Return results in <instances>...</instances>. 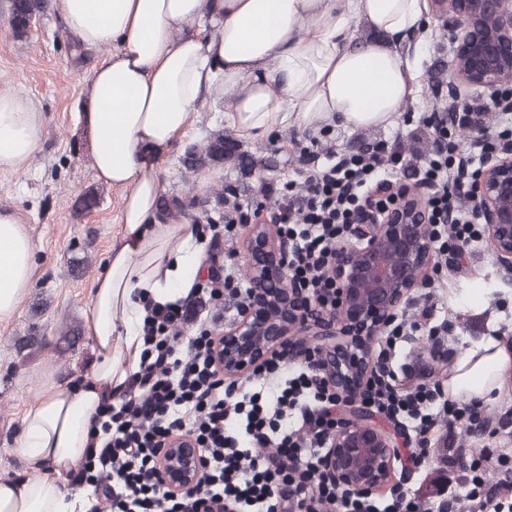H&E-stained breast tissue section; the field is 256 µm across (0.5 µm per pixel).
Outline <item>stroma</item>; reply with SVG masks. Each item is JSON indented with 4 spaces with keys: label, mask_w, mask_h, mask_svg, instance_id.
Listing matches in <instances>:
<instances>
[{
    "label": "stroma",
    "mask_w": 512,
    "mask_h": 512,
    "mask_svg": "<svg viewBox=\"0 0 512 512\" xmlns=\"http://www.w3.org/2000/svg\"><path fill=\"white\" fill-rule=\"evenodd\" d=\"M10 0H0V92L27 97L40 112L44 135L26 166L0 170V211H9L25 226L33 243L30 286L15 314L0 322V480L28 479L32 472L16 446L24 413L53 385L84 377L95 360L85 333L90 299L115 237L121 231L119 189L98 182L92 166V142L82 126L85 86L106 55L105 50L72 46L62 16L47 9L37 17L27 38L14 39L9 25ZM408 57L414 65L412 98L385 126L352 129L335 126L337 151L350 152L386 140L400 145L404 160L430 147L428 130L419 122L433 104L448 100V69L453 53L446 31L437 24L412 38ZM217 95H203L195 104V124L177 138L162 161V196L178 201V222L208 233L214 216V192L235 191L243 204L257 208L266 200L263 187L297 179L305 167L300 145L307 132L295 123L269 133L246 137L232 127L217 107ZM234 144L236 154L192 171L182 159L189 146L215 136ZM98 195L93 211L79 201L86 192ZM249 225L235 237L205 243L204 265H229L240 287H247L250 267L246 251ZM462 270L436 289L434 317L448 324L447 359L434 357L426 333L410 336L402 355L407 372L427 368L432 378L446 381L458 357L484 338H499L512 347V288L503 287L488 238L469 245ZM485 288L484 309L474 312L469 288ZM492 434L472 436L440 427L424 469L409 467V448L395 466L394 485L417 494L426 512H444L448 495L466 492L470 453L483 448L512 449V373L491 402L483 406Z\"/></svg>",
    "instance_id": "1"
}]
</instances>
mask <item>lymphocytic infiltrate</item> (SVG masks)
<instances>
[{
	"label": "lymphocytic infiltrate",
	"mask_w": 512,
	"mask_h": 512,
	"mask_svg": "<svg viewBox=\"0 0 512 512\" xmlns=\"http://www.w3.org/2000/svg\"><path fill=\"white\" fill-rule=\"evenodd\" d=\"M502 130L484 135L491 107L475 98L449 102L451 120L431 109L422 124L432 135L430 151L418 157V186L427 188L428 222L438 255L462 254L479 237L474 212L461 208L472 175L500 141L512 138V86L501 92ZM480 131L470 151L459 149L453 128ZM400 154L387 141L352 154L329 150L322 162L302 170L299 182L274 191L279 233L288 239V280L302 317L335 313L336 247L354 225L383 214L395 202L394 175ZM192 308L148 307L142 326L139 369L119 404L107 405L103 435L92 444L72 482L96 484L111 512H424L420 499L395 491L384 500L358 497L331 480L322 449L336 428V407L345 398L322 370L316 347L281 345L246 378V387H226L212 360L208 327L183 338L180 323ZM427 329L441 354L442 327L400 320L389 330L358 390L365 405L413 433L414 465L428 458L438 424L482 434L488 422L476 402L447 398L440 382L400 384L393 357L411 332ZM188 435L202 450L203 488L179 496L160 484L161 452L171 437ZM275 445L276 453L263 449ZM512 465V450L486 448L472 457L466 512H512V483L487 490L488 475Z\"/></svg>",
	"instance_id": "f902f5d3"
}]
</instances>
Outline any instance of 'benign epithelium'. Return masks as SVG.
Wrapping results in <instances>:
<instances>
[{
    "mask_svg": "<svg viewBox=\"0 0 512 512\" xmlns=\"http://www.w3.org/2000/svg\"><path fill=\"white\" fill-rule=\"evenodd\" d=\"M430 15L451 33L453 58L448 93L460 88L498 95L512 70V0H428ZM478 220L497 256L502 283L512 287V144L484 161L472 187ZM423 205L399 201L371 224H359L354 242L336 256V315L303 320L288 283V240L272 232V217L259 216L247 243L249 288L238 319L215 344V364L229 378L247 373L299 329L329 352L326 371L336 390L352 394L369 370L366 340L387 329L427 278L433 244ZM399 456L372 415L355 409L325 449L329 477L350 493L372 495L392 483ZM201 450L188 436L167 443L159 476L180 495L199 488Z\"/></svg>",
    "mask_w": 512,
    "mask_h": 512,
    "instance_id": "7a95c632",
    "label": "benign epithelium"
}]
</instances>
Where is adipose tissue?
I'll use <instances>...</instances> for the list:
<instances>
[{"label":"adipose tissue","mask_w":512,"mask_h":512,"mask_svg":"<svg viewBox=\"0 0 512 512\" xmlns=\"http://www.w3.org/2000/svg\"><path fill=\"white\" fill-rule=\"evenodd\" d=\"M81 45L106 47L88 82L84 124L96 175L122 190L123 230L97 278L86 329L96 359L79 383L55 385L22 419L18 446L33 478L0 481V512H86L85 491L66 475L78 469L107 399L139 368L145 304L184 297L201 266L202 244L189 224H171L159 205L160 162L194 123L204 89L219 87L242 134L292 121L317 129L336 120L385 125L413 92L412 64L398 51L423 27L425 0H54ZM374 43L347 41L352 21ZM215 35H207V28ZM39 112L0 94V170L35 156ZM32 243L11 212H0V321L30 286ZM512 349L487 340L457 360L450 396L493 400Z\"/></svg>","instance_id":"adipose-tissue-1"}]
</instances>
